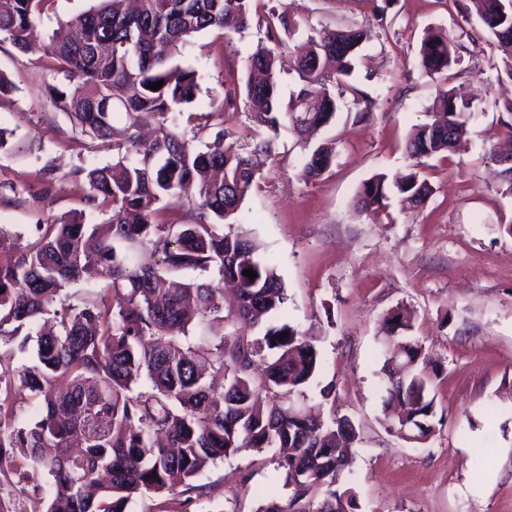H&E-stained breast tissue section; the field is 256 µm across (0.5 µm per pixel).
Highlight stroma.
I'll use <instances>...</instances> for the list:
<instances>
[{
    "label": "stroma",
    "instance_id": "stroma-1",
    "mask_svg": "<svg viewBox=\"0 0 512 512\" xmlns=\"http://www.w3.org/2000/svg\"><path fill=\"white\" fill-rule=\"evenodd\" d=\"M288 4L303 27L284 37L303 42L322 27L366 32L353 83L375 101L361 116L351 92L318 138L335 157L322 177L303 174L305 151L281 131L276 155L232 221L244 225L272 258L288 302L275 314L320 336V382L334 383L338 414L356 426L349 473L358 512H512V189L486 164L493 135L512 98L498 83L499 52L476 14L461 15L455 0H268ZM92 0H55L34 19L39 44L22 54L0 43V73L15 86L0 95V127L16 130L20 147L0 150V226L35 236L76 212L103 216L72 172L111 162L112 146L82 135L47 95L62 82L43 50L58 23ZM461 35L460 62L448 86L473 97L461 146L450 158L424 159L420 171L433 193L413 211L389 198L378 221L354 204L376 175L408 172L405 139L437 91L418 65L426 29ZM264 31L232 40L206 31L184 46L180 62L196 69L202 91L192 109L209 116L198 148L213 144L245 120L242 101H226L221 82L241 70ZM414 311L413 333L445 366L433 389L443 422L421 443L406 442L382 424L385 392L381 331L384 316ZM276 473L271 452H241L197 477L202 492L176 490L134 496L129 512H256L259 490Z\"/></svg>",
    "mask_w": 512,
    "mask_h": 512
}]
</instances>
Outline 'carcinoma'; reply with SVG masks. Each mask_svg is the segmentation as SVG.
I'll use <instances>...</instances> for the list:
<instances>
[{
	"label": "carcinoma",
	"instance_id": "cac0c4a2",
	"mask_svg": "<svg viewBox=\"0 0 512 512\" xmlns=\"http://www.w3.org/2000/svg\"><path fill=\"white\" fill-rule=\"evenodd\" d=\"M54 0H0V42L34 50L35 15ZM267 0H96L49 36L45 52L65 83L49 97L80 133L112 142V162L80 167L107 218L75 215L38 224L35 242L0 228V512H22L29 471L51 487L46 512H128L133 495L188 487L207 464L244 450H270L289 488H277L258 512H354L342 475L357 438L353 422L328 409L333 384L314 403L306 390L320 369L319 337L271 319L287 302L277 267L235 215L275 154L280 129L301 138L329 125L339 109L336 88L349 84L366 38L356 28L317 31L306 47L251 56L228 94L242 100L241 133L199 151L180 130L201 92V75L177 62L190 37L222 30L225 38L252 26L293 34L303 20ZM496 42L497 76L512 80V0H473ZM457 41L429 29L419 65L435 80L458 63ZM297 87L283 101L280 79ZM163 82L158 90L149 85ZM470 100L437 88L428 121L405 142L412 160L451 152ZM121 114L125 126L114 124ZM151 116L156 133H136ZM333 148L305 154L304 173L320 177ZM493 176L512 187V169L488 157ZM432 194L416 171L363 183L357 205L379 213L395 196L416 209ZM90 269L104 288L71 301L66 289ZM251 269V280L243 271ZM206 273L202 282L175 274ZM404 308L384 319L387 349L381 373L386 429L419 443L435 433L436 379L442 363L411 335ZM287 337H281L282 333ZM38 402L40 415L21 410ZM12 463L5 475L3 461Z\"/></svg>",
	"mask_w": 512,
	"mask_h": 512
}]
</instances>
